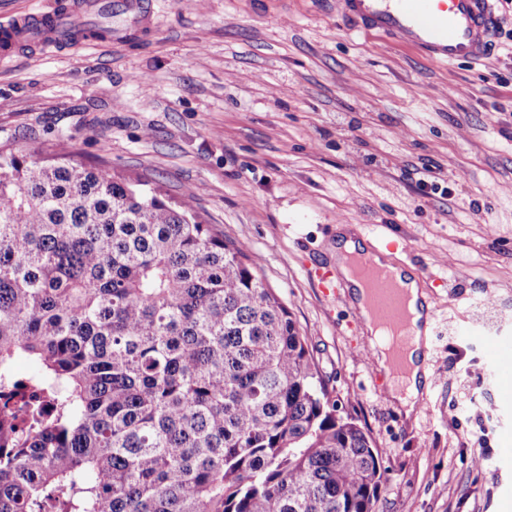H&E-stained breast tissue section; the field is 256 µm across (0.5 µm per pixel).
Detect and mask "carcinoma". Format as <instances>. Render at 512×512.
<instances>
[{
	"mask_svg": "<svg viewBox=\"0 0 512 512\" xmlns=\"http://www.w3.org/2000/svg\"><path fill=\"white\" fill-rule=\"evenodd\" d=\"M382 478L245 243L0 148V512H376Z\"/></svg>",
	"mask_w": 512,
	"mask_h": 512,
	"instance_id": "carcinoma-1",
	"label": "carcinoma"
}]
</instances>
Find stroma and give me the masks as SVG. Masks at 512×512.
Instances as JSON below:
<instances>
[{"instance_id": "stroma-1", "label": "stroma", "mask_w": 512, "mask_h": 512, "mask_svg": "<svg viewBox=\"0 0 512 512\" xmlns=\"http://www.w3.org/2000/svg\"><path fill=\"white\" fill-rule=\"evenodd\" d=\"M493 6L494 53L449 65L336 0H141L94 47L0 44V147L64 137L248 245L379 451L376 512H512V399L468 333L488 312L512 337V0ZM340 224L392 242L436 315L411 418L348 293L318 286Z\"/></svg>"}]
</instances>
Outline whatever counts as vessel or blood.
Wrapping results in <instances>:
<instances>
[{
    "label": "vessel or blood",
    "mask_w": 512,
    "mask_h": 512,
    "mask_svg": "<svg viewBox=\"0 0 512 512\" xmlns=\"http://www.w3.org/2000/svg\"><path fill=\"white\" fill-rule=\"evenodd\" d=\"M336 4L363 27L400 37L439 62L481 61L493 52L492 33L497 16L492 0H336ZM111 11L112 0H73L64 11L54 13V36L42 31L40 20L29 17L11 21L0 27V32L10 36L19 34L29 41L51 39L59 43L80 19ZM355 264L380 326L389 336L397 338L399 346L408 345L415 331L397 278L377 264L374 254H359ZM470 328L472 335L487 336V326L481 320H472ZM487 338L501 387L512 396V338Z\"/></svg>",
    "instance_id": "1"
}]
</instances>
